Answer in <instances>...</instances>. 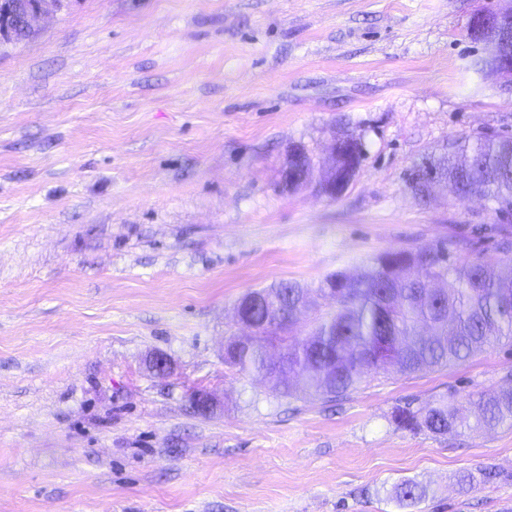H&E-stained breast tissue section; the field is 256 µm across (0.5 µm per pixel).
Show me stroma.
<instances>
[{"mask_svg":"<svg viewBox=\"0 0 512 512\" xmlns=\"http://www.w3.org/2000/svg\"><path fill=\"white\" fill-rule=\"evenodd\" d=\"M501 6L70 0L0 47V512H512V425L392 420L497 389L512 345L338 402L223 356L252 289L458 235V259L501 260L512 214L409 184L456 141L512 137V85L469 32ZM350 134L340 196L282 186L291 145L323 163ZM197 391L224 402L193 413ZM344 138L350 139L351 141L354 142L356 155L354 156L352 153L342 152L339 150L336 155V143L334 140V143L332 144L330 149V157L333 159H335L336 157V173L339 171L346 170L347 168H352L355 164V161L359 168L363 155L361 144L357 138L348 135L346 137L344 136ZM400 429L410 432L428 431L434 435H448L459 429L471 428L468 420L459 414L458 408L448 400L412 408L411 405L398 406L392 415Z\"/></svg>","mask_w":512,"mask_h":512,"instance_id":"1","label":"stroma"}]
</instances>
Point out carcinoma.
<instances>
[{
  "label": "carcinoma",
  "mask_w": 512,
  "mask_h": 512,
  "mask_svg": "<svg viewBox=\"0 0 512 512\" xmlns=\"http://www.w3.org/2000/svg\"><path fill=\"white\" fill-rule=\"evenodd\" d=\"M355 153L338 152L336 171L361 163ZM300 185L312 184L335 198L347 184L327 187L314 180L315 162L299 145ZM441 183L459 199L493 200L501 213L512 211V138L467 139L448 158L415 172L411 189L420 201ZM456 242L418 249L385 250L356 274L338 271L318 287L323 308L314 311L311 331L303 333L299 310L310 304L302 285L286 281L249 291L263 302L247 310L255 331L251 342L228 345L224 365L248 375H264L269 346L284 351L280 393L293 395L290 380L302 379L316 396L333 401L347 395L367 376L390 367L402 374L439 370L463 362L502 340L512 341V236L504 235V255L496 269L478 258L451 259ZM400 429L446 435L464 428L512 423V384L477 401L475 424L448 400L413 408L398 406L392 415Z\"/></svg>",
  "instance_id": "cac0c4a2"
}]
</instances>
